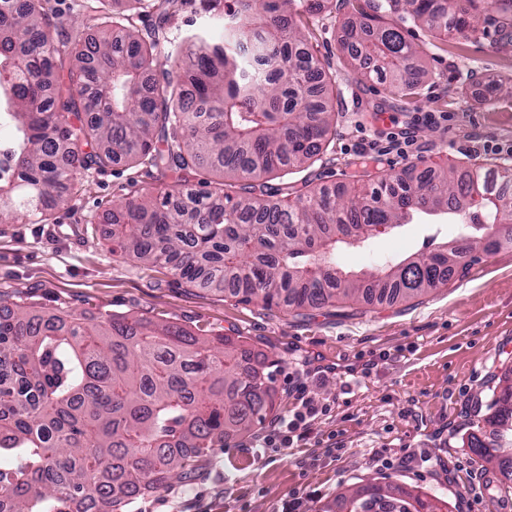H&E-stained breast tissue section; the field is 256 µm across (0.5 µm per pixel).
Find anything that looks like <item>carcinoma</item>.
<instances>
[{
	"instance_id": "cac0c4a2",
	"label": "carcinoma",
	"mask_w": 512,
	"mask_h": 512,
	"mask_svg": "<svg viewBox=\"0 0 512 512\" xmlns=\"http://www.w3.org/2000/svg\"><path fill=\"white\" fill-rule=\"evenodd\" d=\"M104 36L82 47L62 38L48 0H0V108L13 129L12 174L0 177V223L52 224L92 170L121 162L166 179L112 203V253L161 266L191 287L294 312L370 291L420 297L467 270L458 250L433 249L374 271L336 264L341 237L364 244L381 224L447 213L468 225V247L512 241V173L478 165L382 178L343 199L304 181L294 201L286 178L310 167L335 113L326 74L307 47L292 0H227L219 35L175 41L166 14L141 33L129 14L95 0ZM479 0H385L352 19L346 38L399 97L424 73L419 48L396 20L439 35L475 28ZM162 70L144 87L145 76ZM217 172L186 187L190 174ZM277 173L282 187L261 179ZM236 188V194L224 186ZM274 362L248 342L202 337L147 318L87 319L26 302L0 307V512H114L160 490L262 422L275 406ZM492 465L489 496L512 488V382L485 399ZM344 512H429L430 497L394 482L343 496Z\"/></svg>"
}]
</instances>
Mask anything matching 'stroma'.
Segmentation results:
<instances>
[{"label":"stroma","instance_id":"obj_1","mask_svg":"<svg viewBox=\"0 0 512 512\" xmlns=\"http://www.w3.org/2000/svg\"><path fill=\"white\" fill-rule=\"evenodd\" d=\"M372 5L352 0L299 14L309 50L334 87L335 112L328 143L299 180L357 187L412 164L512 166V156L480 151L487 141L512 145V98L495 91L512 81V52L502 48L512 27L499 22L497 9L488 8L483 31L464 37H436L408 26V38L422 50L418 65L427 73L415 101L392 95L378 75L350 67L345 25ZM49 6L70 44L100 37L96 13L81 8L80 0H49ZM212 7L211 0H180L168 10L169 37L212 25ZM425 112H442L447 119L437 126L418 123ZM396 126L415 140L409 156L361 162L362 144ZM133 179L145 187L156 184L142 167L119 164L84 178L55 223H0V294L77 315L143 317L211 336L242 337L276 362L274 416L292 414L301 368L314 371L307 392L327 409L314 434L335 436L340 448L311 443L260 451L270 427L265 421L194 462L167 488L135 499L127 512H280L295 495L301 512H318L350 487L386 479L439 498L447 512H500L484 495V464L467 436L477 401L503 379L512 380L511 245L493 254L473 251L465 275L415 299L340 301L297 315L192 288L165 268L113 254L110 209L113 200L129 194ZM465 233L447 215H424L338 253L336 260L365 268L370 259L401 260L460 241ZM410 450L431 454L433 465L407 461Z\"/></svg>","mask_w":512,"mask_h":512}]
</instances>
